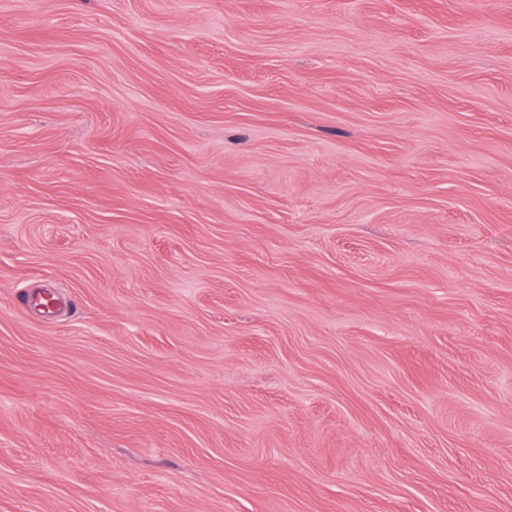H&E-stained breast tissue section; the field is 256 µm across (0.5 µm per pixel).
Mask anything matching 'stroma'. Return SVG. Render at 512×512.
<instances>
[{
	"label": "stroma",
	"instance_id": "obj_1",
	"mask_svg": "<svg viewBox=\"0 0 512 512\" xmlns=\"http://www.w3.org/2000/svg\"><path fill=\"white\" fill-rule=\"evenodd\" d=\"M0 512H512V0H0Z\"/></svg>",
	"mask_w": 512,
	"mask_h": 512
}]
</instances>
